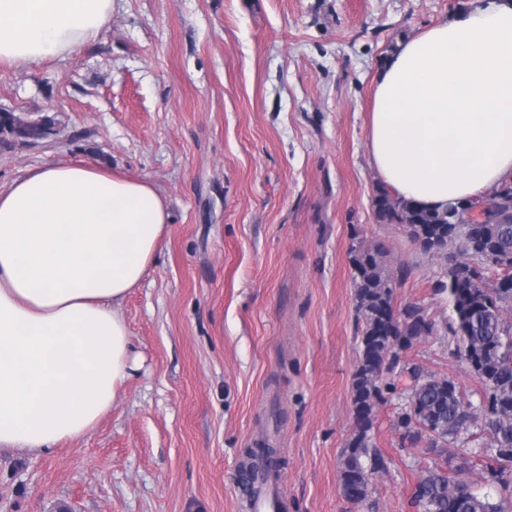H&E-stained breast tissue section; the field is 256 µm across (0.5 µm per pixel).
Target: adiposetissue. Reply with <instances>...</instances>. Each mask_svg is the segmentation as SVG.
Returning a JSON list of instances; mask_svg holds the SVG:
<instances>
[{
	"label": "adipose tissue",
	"mask_w": 512,
	"mask_h": 512,
	"mask_svg": "<svg viewBox=\"0 0 512 512\" xmlns=\"http://www.w3.org/2000/svg\"><path fill=\"white\" fill-rule=\"evenodd\" d=\"M113 0H0V64L67 58ZM370 161L395 195L441 210L512 181V0L467 6L400 43L373 81ZM168 232L148 182L86 160L0 189V447L90 435L137 356L115 307Z\"/></svg>",
	"instance_id": "obj_1"
}]
</instances>
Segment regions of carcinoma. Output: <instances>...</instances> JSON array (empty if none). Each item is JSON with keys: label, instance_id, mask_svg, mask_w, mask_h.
I'll return each mask as SVG.
<instances>
[{"label": "carcinoma", "instance_id": "1", "mask_svg": "<svg viewBox=\"0 0 512 512\" xmlns=\"http://www.w3.org/2000/svg\"><path fill=\"white\" fill-rule=\"evenodd\" d=\"M48 130V118L26 121L0 111V146L11 138L36 142ZM484 202L486 222L471 224V200L432 210L383 185L376 187L372 199L377 223L405 226L423 252L446 261L444 279L436 288L448 293L452 305L448 344L481 383L483 396L477 405L454 380L405 362L403 355L416 340L435 334V323L414 303L395 307L397 279L386 268L383 244H350L360 342L350 387L353 426L340 462L339 486L351 504L364 502L372 474L387 468L371 431L384 393L395 391L394 378L405 373L413 384L393 419L401 446L415 447L426 437L427 452L443 461L415 483L408 498L411 512H506L503 504L477 495L467 482L448 477L450 471L470 467L468 459L456 462L448 445L477 429L490 439L488 446L473 449V456L485 461L481 478L490 484L512 483V323L502 315L503 305L512 303V182L495 189ZM490 255L504 272L494 281L486 275Z\"/></svg>", "mask_w": 512, "mask_h": 512}]
</instances>
